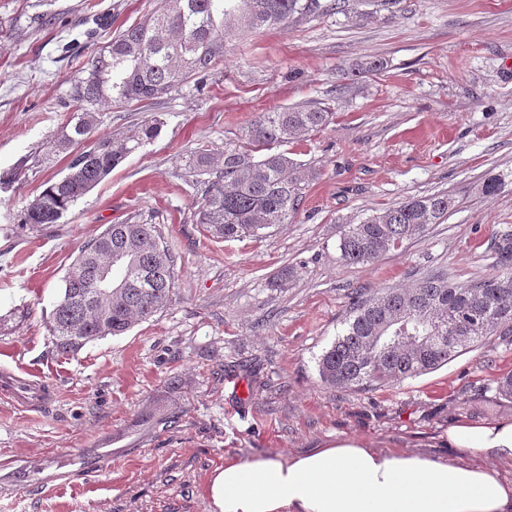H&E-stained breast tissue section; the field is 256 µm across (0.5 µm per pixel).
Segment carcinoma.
I'll return each mask as SVG.
<instances>
[{
    "label": "carcinoma",
    "mask_w": 512,
    "mask_h": 512,
    "mask_svg": "<svg viewBox=\"0 0 512 512\" xmlns=\"http://www.w3.org/2000/svg\"><path fill=\"white\" fill-rule=\"evenodd\" d=\"M345 0H160L149 19L127 27L79 69L65 91L68 121L45 144L47 153L80 144L92 133L96 114L132 102L154 104L173 89L198 80L224 59L231 39H245L342 9ZM329 108L318 104L262 112L239 143L214 150L196 148V172L209 176L194 212L203 235L224 241L255 237L288 223L296 210L303 176L280 147L327 126ZM158 133L153 119L126 136L94 138L87 164L67 165L71 174L48 182L27 206L23 223L39 230L58 223L86 193L130 153ZM457 204L451 193L409 198L359 224L340 239L339 260L372 265L406 240L440 224ZM495 273L454 283L444 272L418 279L409 288L381 289L353 300L343 329L318 359L322 383L334 388L384 386L429 373L489 336H512V230L493 246ZM122 265L126 281L98 293L90 273ZM151 275L149 287L140 275ZM175 259L153 224H110L89 240L63 277L64 288L50 317L52 342L61 354L120 336L156 315L170 297ZM411 314L401 331L395 322ZM434 330L425 343L417 337ZM376 336L392 341L376 345Z\"/></svg>",
    "instance_id": "cac0c4a2"
}]
</instances>
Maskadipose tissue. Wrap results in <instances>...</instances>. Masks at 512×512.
<instances>
[{
    "instance_id": "ef3b65f1",
    "label": "adipose tissue",
    "mask_w": 512,
    "mask_h": 512,
    "mask_svg": "<svg viewBox=\"0 0 512 512\" xmlns=\"http://www.w3.org/2000/svg\"><path fill=\"white\" fill-rule=\"evenodd\" d=\"M448 445L512 460V420L449 426ZM211 512H512V480L448 458L339 438L283 458L225 459L207 487Z\"/></svg>"
}]
</instances>
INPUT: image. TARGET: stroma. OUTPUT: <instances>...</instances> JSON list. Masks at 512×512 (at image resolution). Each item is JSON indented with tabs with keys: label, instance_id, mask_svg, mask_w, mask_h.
Here are the masks:
<instances>
[{
	"label": "stroma",
	"instance_id": "1",
	"mask_svg": "<svg viewBox=\"0 0 512 512\" xmlns=\"http://www.w3.org/2000/svg\"><path fill=\"white\" fill-rule=\"evenodd\" d=\"M158 0H0V373L40 379L38 410L0 401V512H211L225 457H290L339 437L473 462L457 422L512 420L496 391L512 337H490L428 374L375 389L321 383L317 362L352 298L494 271L512 228V0H349L347 11L227 43L224 62L145 108L98 115L95 134L155 117L143 144L52 227L23 213L68 156L40 154L69 114L77 66ZM377 56L380 72L350 75ZM322 103L323 130L290 144L315 177L287 223L224 242L194 221L198 144H237L259 113ZM504 187L480 194L486 177ZM449 192L444 223L372 265L339 260L350 224L413 196ZM156 225L175 256L172 294L121 336L60 354L48 323L80 248L128 218ZM294 271L283 286L275 280Z\"/></svg>",
	"mask_w": 512,
	"mask_h": 512
}]
</instances>
